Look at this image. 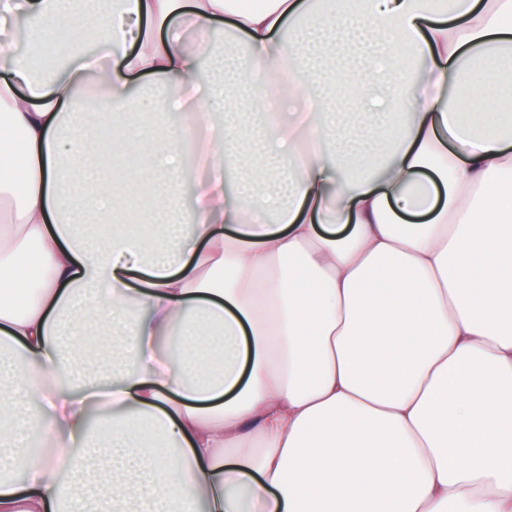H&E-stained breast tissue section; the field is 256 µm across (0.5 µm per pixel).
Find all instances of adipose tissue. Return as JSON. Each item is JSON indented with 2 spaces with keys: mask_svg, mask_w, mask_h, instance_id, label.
Masks as SVG:
<instances>
[{
  "mask_svg": "<svg viewBox=\"0 0 512 512\" xmlns=\"http://www.w3.org/2000/svg\"><path fill=\"white\" fill-rule=\"evenodd\" d=\"M345 0H0L28 48L0 64V512H512V0H363L341 131L304 52ZM236 75L197 97L219 24ZM67 60L43 64L46 30ZM308 82L274 88L278 73ZM185 122L150 136L134 83ZM97 106L77 99L89 84ZM272 109L239 203L243 135L208 102ZM197 172L189 225L143 232L118 186L69 194L72 151ZM419 216L416 224L405 223Z\"/></svg>",
  "mask_w": 512,
  "mask_h": 512,
  "instance_id": "obj_1",
  "label": "adipose tissue"
}]
</instances>
